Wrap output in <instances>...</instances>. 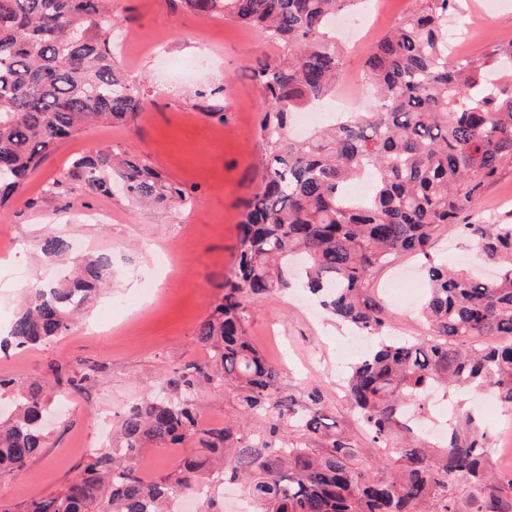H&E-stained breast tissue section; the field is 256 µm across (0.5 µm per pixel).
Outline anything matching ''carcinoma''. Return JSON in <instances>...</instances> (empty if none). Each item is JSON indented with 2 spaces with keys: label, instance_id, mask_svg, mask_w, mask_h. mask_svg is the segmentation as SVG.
Wrapping results in <instances>:
<instances>
[{
  "label": "carcinoma",
  "instance_id": "cac0c4a2",
  "mask_svg": "<svg viewBox=\"0 0 512 512\" xmlns=\"http://www.w3.org/2000/svg\"><path fill=\"white\" fill-rule=\"evenodd\" d=\"M361 0H180L202 15L258 30L282 54L258 63L263 96L261 189L238 224L237 253L224 296L196 327L206 361L175 382L173 396H148L118 417L112 451L96 453L80 478L59 493L33 499L25 512H172L215 474L249 483L256 512H512V479L490 468L487 434L453 429L448 447L430 450L393 441L406 430L402 413L426 390L492 388L512 410V224H472L485 189L512 173V42L494 43L484 61L448 60V15L459 0H425L371 49L364 64L375 96L303 140L289 135L293 113L335 87L343 56L330 23ZM111 0H0V206L16 198L44 156L94 121L124 122L144 94L126 83L106 37ZM499 75L490 94L487 72ZM371 175L363 203L345 188ZM70 176L91 195L115 186L136 203L188 206L193 197L139 158L97 150L77 158ZM476 238L497 276L485 281L429 260L434 238ZM44 257L71 252L54 232L40 239ZM427 259L417 307L428 335H389L372 274L401 256ZM112 279V260L88 257L58 279L25 287L5 346L26 348L66 335L90 299ZM300 288L336 320L376 346L352 365L345 397L373 443L391 447L367 466L351 438L328 422L318 388L299 404L283 395L279 368L247 335V299ZM230 386L238 418L204 426L195 411L196 379ZM79 375L54 363L41 380L21 385L0 375V470H20L46 441L45 387L60 397L80 388ZM323 442L314 447L315 440ZM196 454L164 476L136 468L152 446Z\"/></svg>",
  "mask_w": 512,
  "mask_h": 512
}]
</instances>
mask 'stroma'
<instances>
[{
  "instance_id": "stroma-1",
  "label": "stroma",
  "mask_w": 512,
  "mask_h": 512,
  "mask_svg": "<svg viewBox=\"0 0 512 512\" xmlns=\"http://www.w3.org/2000/svg\"><path fill=\"white\" fill-rule=\"evenodd\" d=\"M483 0H460L456 21L483 23V41L468 44L469 57L482 58L488 44L512 36V4L482 19ZM420 0H385L362 44L337 36L344 72L336 95L370 101L363 63L374 45ZM118 24L112 30V59L131 85L145 92L142 110L120 124H97L58 142L30 177L16 202L0 208V329L20 309L28 278L49 268L38 249L47 232L81 240L87 251L112 258V287L92 300L66 336L24 350L0 351V375L18 381L44 373L51 362L73 371L95 366L82 389L70 392L68 409L52 408L48 444L23 471L0 472V505L23 507L60 492L79 476L90 453L106 449L112 425L154 391L172 392L188 368L204 362L206 349L195 329L224 293L233 266L237 226L246 202L261 183L263 146L259 137L261 92L252 78L259 61L279 48L256 30L204 16L178 0H112ZM201 61L190 83L178 82L160 65ZM222 107V116L205 105ZM92 149L138 156L171 184L192 193L188 207H139L122 196H96L78 182L47 193L72 161ZM434 260L491 273L470 237L449 234L431 250ZM248 334L257 349L282 371V391L304 401L305 385L318 386L326 413L361 450L363 461L378 454L350 411L340 387L353 356L343 342L345 326L293 293L252 299ZM451 425L473 422L494 434L512 425V411L486 395L448 392ZM196 408L202 424L236 419L230 389L199 381Z\"/></svg>"
}]
</instances>
